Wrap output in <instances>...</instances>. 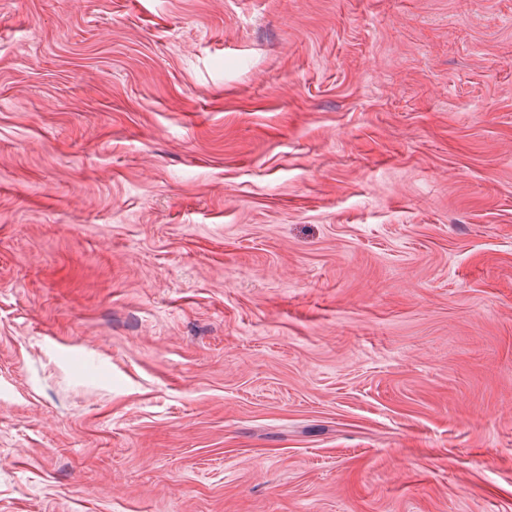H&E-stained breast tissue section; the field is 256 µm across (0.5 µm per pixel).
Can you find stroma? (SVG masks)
Segmentation results:
<instances>
[{
	"mask_svg": "<svg viewBox=\"0 0 512 512\" xmlns=\"http://www.w3.org/2000/svg\"><path fill=\"white\" fill-rule=\"evenodd\" d=\"M0 512H512V0H0Z\"/></svg>",
	"mask_w": 512,
	"mask_h": 512,
	"instance_id": "obj_1",
	"label": "stroma"
}]
</instances>
